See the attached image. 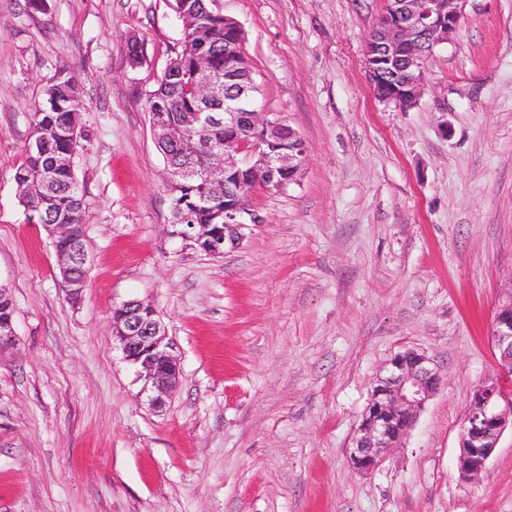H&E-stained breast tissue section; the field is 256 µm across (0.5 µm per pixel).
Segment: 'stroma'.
<instances>
[{"instance_id":"obj_1","label":"stroma","mask_w":512,"mask_h":512,"mask_svg":"<svg viewBox=\"0 0 512 512\" xmlns=\"http://www.w3.org/2000/svg\"><path fill=\"white\" fill-rule=\"evenodd\" d=\"M215 5L243 28L266 118L306 146L295 183L251 192L263 221L221 257L170 235L146 110L182 37L169 0H0V283L18 338L0 354V512H512L511 430L480 479L456 469L512 292V0H466L409 109L365 73L384 0ZM63 66L84 106L76 302L14 182L31 107ZM131 299L154 306L180 360L160 410L112 340ZM407 350L440 385L360 474L347 450L376 375Z\"/></svg>"}]
</instances>
